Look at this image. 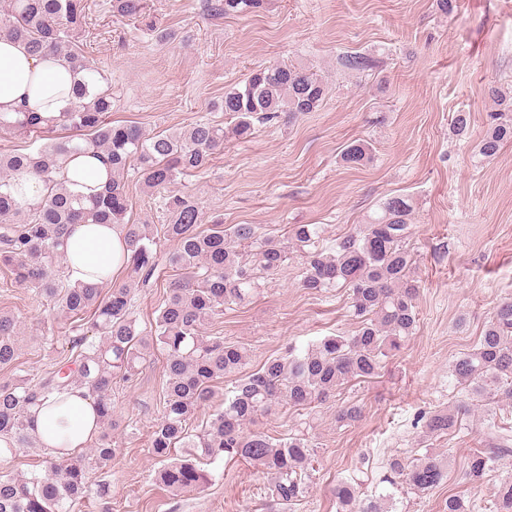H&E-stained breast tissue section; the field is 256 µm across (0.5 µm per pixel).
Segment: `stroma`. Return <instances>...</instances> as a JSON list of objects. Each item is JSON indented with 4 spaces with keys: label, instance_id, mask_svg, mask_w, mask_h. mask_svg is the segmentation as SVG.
<instances>
[{
    "label": "stroma",
    "instance_id": "stroma-1",
    "mask_svg": "<svg viewBox=\"0 0 512 512\" xmlns=\"http://www.w3.org/2000/svg\"><path fill=\"white\" fill-rule=\"evenodd\" d=\"M455 2L448 15L437 0H264L256 12L212 16L205 0H150L171 33L162 40L113 16L111 0H85L84 50L112 91L113 123L149 135L202 119L229 126L219 107L225 89L273 63L305 67L327 83L316 110L258 126L244 140L227 138L209 167L178 181L205 218L259 224L281 237L292 225L317 224L331 248L386 198L401 195L413 206L407 246L420 289L413 334L374 378L352 381L314 409L283 407L255 424L274 438L305 433L317 447L313 482L292 512H337L342 479L362 498L378 495L387 459L428 450L447 456L448 476L427 494L400 496L397 512H443L452 495L472 512H491L500 472L476 484L464 473L471 454L491 445L489 419L512 430V405L473 400L460 410L465 393L448 365L476 346L497 305L512 298V143L491 159L477 153L494 108L489 87L512 89V0ZM355 53L373 68L344 69L341 57ZM459 111L470 115L463 138L452 129ZM356 139L370 144L372 159L349 168L341 152ZM125 182L127 221L163 224L160 193L132 171ZM305 262L303 251L290 250L249 302L225 306L208 325V335L246 349L247 371L355 333L348 289L301 288ZM0 312L19 317L22 331L14 367L0 375L55 369L66 348L62 318L4 268ZM164 384V357L155 351L133 381L114 387L118 454L90 478L109 483L112 497L104 504L88 495L75 512H262L269 479L242 463L212 461L210 485L178 498L155 483L160 463L150 439ZM352 403L362 418L338 423L337 410ZM449 409L458 422L446 433L427 434L415 422L419 412Z\"/></svg>",
    "mask_w": 512,
    "mask_h": 512
}]
</instances>
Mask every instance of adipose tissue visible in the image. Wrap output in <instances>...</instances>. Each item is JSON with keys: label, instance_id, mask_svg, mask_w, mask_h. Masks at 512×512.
<instances>
[{"label": "adipose tissue", "instance_id": "ef3b65f1", "mask_svg": "<svg viewBox=\"0 0 512 512\" xmlns=\"http://www.w3.org/2000/svg\"><path fill=\"white\" fill-rule=\"evenodd\" d=\"M77 76L68 63L55 56H35L7 38L0 37V112L14 111L20 103L58 118L70 105L68 95ZM109 170L94 150L68 155L62 180L73 193L88 196L107 183ZM67 273L74 282H96L115 273L127 261L121 229L115 224H76L66 245ZM99 424L90 398L76 389L62 407L37 411L32 434L40 444L54 445L69 436L70 445L81 448L97 432Z\"/></svg>", "mask_w": 512, "mask_h": 512}]
</instances>
